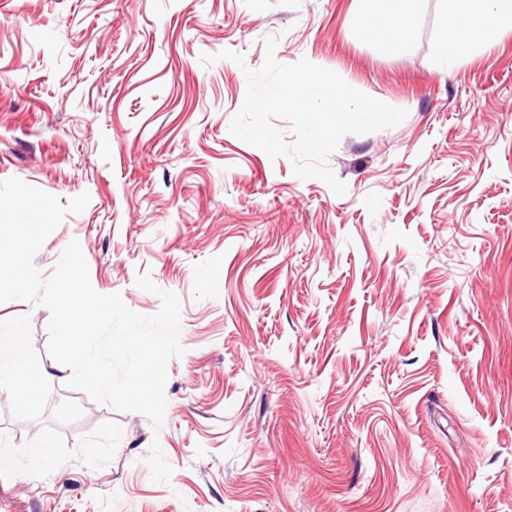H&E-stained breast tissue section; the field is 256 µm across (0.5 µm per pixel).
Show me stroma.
Returning a JSON list of instances; mask_svg holds the SVG:
<instances>
[{
  "instance_id": "obj_1",
  "label": "stroma",
  "mask_w": 512,
  "mask_h": 512,
  "mask_svg": "<svg viewBox=\"0 0 512 512\" xmlns=\"http://www.w3.org/2000/svg\"><path fill=\"white\" fill-rule=\"evenodd\" d=\"M444 3L398 55L360 0H0V181L90 196L37 268L78 241L143 315L150 272L184 349L158 429L64 372L0 389V512H512V31L446 70ZM273 36L408 112L342 139L344 195L229 131ZM49 321L0 304L27 365Z\"/></svg>"
}]
</instances>
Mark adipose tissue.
<instances>
[{
    "mask_svg": "<svg viewBox=\"0 0 512 512\" xmlns=\"http://www.w3.org/2000/svg\"><path fill=\"white\" fill-rule=\"evenodd\" d=\"M424 0H384L382 7H367L359 26L367 34H383L391 50L405 52L411 38V21ZM443 41L439 62L454 67L475 47L489 45L497 33L512 28V0H448L440 17Z\"/></svg>",
    "mask_w": 512,
    "mask_h": 512,
    "instance_id": "adipose-tissue-1",
    "label": "adipose tissue"
}]
</instances>
